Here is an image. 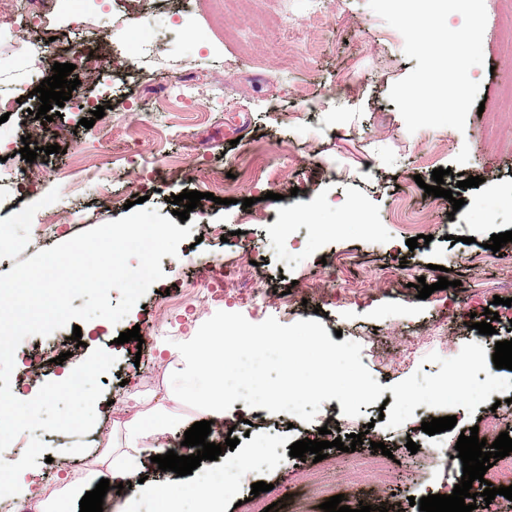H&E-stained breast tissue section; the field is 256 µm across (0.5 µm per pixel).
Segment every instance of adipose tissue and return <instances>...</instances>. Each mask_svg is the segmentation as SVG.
<instances>
[{
  "instance_id": "adipose-tissue-1",
  "label": "adipose tissue",
  "mask_w": 512,
  "mask_h": 512,
  "mask_svg": "<svg viewBox=\"0 0 512 512\" xmlns=\"http://www.w3.org/2000/svg\"><path fill=\"white\" fill-rule=\"evenodd\" d=\"M225 347L224 315L220 312L194 325L189 336L164 346L171 356V381L180 383L182 395L199 414L217 423L223 422L233 399L232 390L224 386ZM172 426L164 403H156L147 413L133 411L123 424L120 443L104 453L79 482L65 484L58 497L43 501L41 512H71L72 501L82 498L104 476L116 484H129L123 512H140L139 504L145 498L153 499L156 512H181L177 498L167 487L138 481L144 458L167 452L166 437Z\"/></svg>"
}]
</instances>
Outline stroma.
Instances as JSON below:
<instances>
[{"instance_id": "1", "label": "stroma", "mask_w": 512, "mask_h": 512, "mask_svg": "<svg viewBox=\"0 0 512 512\" xmlns=\"http://www.w3.org/2000/svg\"><path fill=\"white\" fill-rule=\"evenodd\" d=\"M318 28L308 26L307 0H288L295 22L281 29L277 0H252L253 15L225 9L224 0H96L93 11L74 7L63 14L58 0H42L32 15L29 0H9L0 12V274L38 251L78 233L126 216L132 197L145 198L160 215L171 216L167 196L183 190L205 193L190 211L193 236L177 256L163 257L164 276L150 287L119 324L105 323L74 349L82 361L90 351L116 356L100 375L96 423L86 435L53 434L48 461L30 468V488L82 477L102 449L120 437L123 410L131 395L154 397L168 384L167 359L160 337L188 335L194 321L216 311L242 314L259 323L276 318L322 322L327 333L341 332L358 342L361 361L383 386V399L414 372L438 366L427 356H456L475 335L469 319L483 321L494 297L512 299V250L486 249L491 235L512 231V208L502 196L512 192V0H485L487 22L481 66L470 76L479 82L484 110H470L467 139L451 127L408 132L391 86L413 70L402 35L372 12L366 0H323ZM74 63L82 80V108L64 105L53 121L40 123L33 112L41 104L33 93L50 77L54 63ZM106 112L92 128L79 121L95 106ZM42 151L34 162L22 159V136ZM59 152L45 154L50 145ZM445 168L451 199L425 193L419 180ZM38 170L39 178L25 174ZM479 176L473 188L457 186L459 177ZM233 183L232 204H217ZM275 199H267V192ZM253 204L241 208V199ZM463 205L453 209L452 199ZM365 205L377 226L337 225L339 202ZM316 211L320 227L301 233L280 251L271 239L285 237L288 218ZM424 234L429 244L408 248L409 238ZM218 260L224 290L212 295L199 282L200 263ZM446 268L451 288L418 298L417 278L436 283ZM182 290L183 299L167 302L165 290ZM147 327L145 343H119L121 332ZM446 343L432 345L437 329ZM72 327L47 336H31L18 347L11 385L32 399L40 387L58 380L62 365L31 374L33 352L51 350ZM348 417L338 399L323 402L311 422L285 412L236 401L212 440L238 438L234 450L207 460L204 470L221 478L225 461L269 446L289 449L296 441L317 439L321 427L335 424L342 435L363 433L355 451L327 449L326 459H289L263 470L239 469L224 488V512H262L279 503L278 512H320L319 498L307 490L310 475L333 485L345 505L371 501L387 512H419L410 498L447 494L459 483L462 462L455 448L462 432L478 427L490 438L487 420H502L512 435V403L440 409L455 415L448 431L428 435L411 417L401 427L385 428L380 406H362ZM415 442L417 453L406 444ZM387 445L396 459L391 480L379 485L373 473L358 469L359 456L371 445ZM76 446L62 456L61 448ZM442 449L436 459L434 449ZM272 489L252 496L253 483Z\"/></svg>"}]
</instances>
